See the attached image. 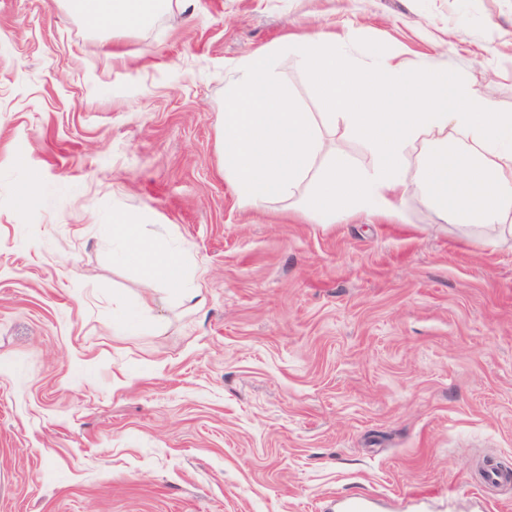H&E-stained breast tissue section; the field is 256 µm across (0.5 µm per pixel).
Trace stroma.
I'll return each instance as SVG.
<instances>
[{
    "instance_id": "1",
    "label": "stroma",
    "mask_w": 512,
    "mask_h": 512,
    "mask_svg": "<svg viewBox=\"0 0 512 512\" xmlns=\"http://www.w3.org/2000/svg\"><path fill=\"white\" fill-rule=\"evenodd\" d=\"M324 31L477 76L512 111V0H171L106 35L0 0V512H512V238L241 207L217 153L237 62ZM37 178L36 195L18 190ZM190 248L202 307L140 293L112 213ZM122 311L112 319V327L126 334H133L139 328L138 316L149 309L150 303L140 295L126 298Z\"/></svg>"
}]
</instances>
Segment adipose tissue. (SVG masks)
I'll return each instance as SVG.
<instances>
[{
	"mask_svg": "<svg viewBox=\"0 0 512 512\" xmlns=\"http://www.w3.org/2000/svg\"><path fill=\"white\" fill-rule=\"evenodd\" d=\"M169 4L66 0L87 29L107 32L143 26L147 15L161 14ZM291 51L326 110L316 119L304 112L271 54L239 60L224 96L218 148L243 207L296 200L320 224L335 223L340 214L402 221L407 156L420 141L425 151L417 186L426 202L450 223L512 235V112L481 97L475 80L451 77L439 67L407 66L398 50L375 44L358 61L321 33L297 37ZM340 120L371 149L370 167L325 149L324 130ZM112 234L146 286L167 283L176 303H203L186 248L163 233H146L129 211L113 214Z\"/></svg>",
	"mask_w": 512,
	"mask_h": 512,
	"instance_id": "1",
	"label": "adipose tissue"
}]
</instances>
